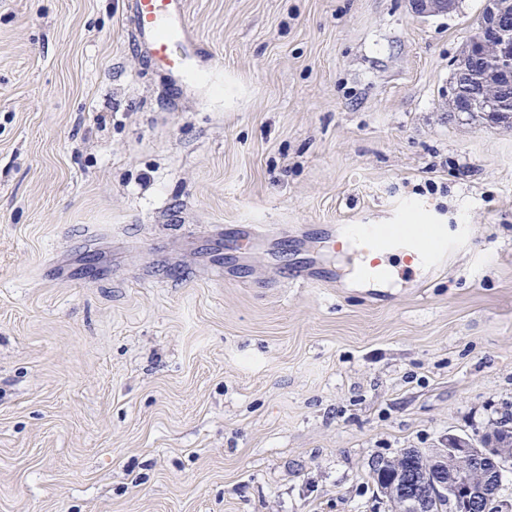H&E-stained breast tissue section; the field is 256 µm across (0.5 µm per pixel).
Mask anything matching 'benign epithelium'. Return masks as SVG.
Masks as SVG:
<instances>
[{
    "mask_svg": "<svg viewBox=\"0 0 512 512\" xmlns=\"http://www.w3.org/2000/svg\"><path fill=\"white\" fill-rule=\"evenodd\" d=\"M418 15L448 13L455 0H410ZM512 85V0L490 6L485 23L470 38L465 53L455 69V82L451 87L454 112L461 108L474 109L487 103L495 111L498 123L512 126V105L499 99L502 88ZM508 427H495L486 436V443L478 447L471 441L448 436V447L438 450L437 471L416 474L411 481L398 482L392 491L403 496L404 512H429L426 493L416 490L417 485L432 486L446 492L455 501L456 512H475V508L492 489V482L504 469L512 465V459L498 454L502 433H510ZM458 457L463 465L448 471V457Z\"/></svg>",
    "mask_w": 512,
    "mask_h": 512,
    "instance_id": "benign-epithelium-1",
    "label": "benign epithelium"
}]
</instances>
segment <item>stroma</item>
Returning <instances> with one entry per match:
<instances>
[{
  "mask_svg": "<svg viewBox=\"0 0 512 512\" xmlns=\"http://www.w3.org/2000/svg\"><path fill=\"white\" fill-rule=\"evenodd\" d=\"M126 2L0 0V512H388L373 461L512 412L485 0H184V81ZM409 222L469 244L354 287L333 225Z\"/></svg>",
  "mask_w": 512,
  "mask_h": 512,
  "instance_id": "obj_1",
  "label": "stroma"
}]
</instances>
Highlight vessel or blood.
<instances>
[{"mask_svg":"<svg viewBox=\"0 0 512 512\" xmlns=\"http://www.w3.org/2000/svg\"><path fill=\"white\" fill-rule=\"evenodd\" d=\"M128 2L136 42L172 77L186 79L193 45L183 19V0ZM331 242L337 251L356 256L357 276L371 282L388 276L386 261L393 256L417 267L423 276H432L446 267L449 252L459 244L447 227L432 224L426 225L424 234L414 236L389 233L377 224H343Z\"/></svg>","mask_w":512,"mask_h":512,"instance_id":"obj_1","label":"vessel or blood"}]
</instances>
